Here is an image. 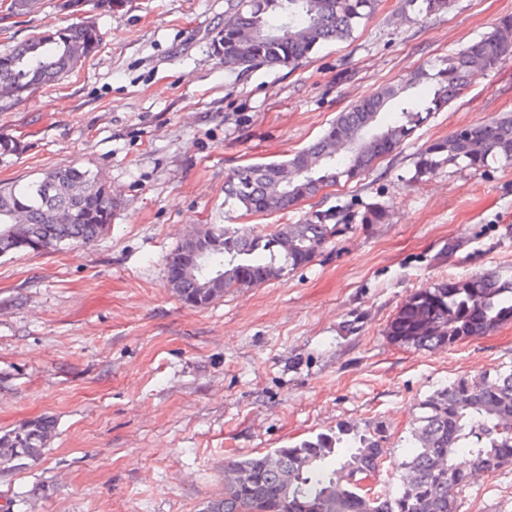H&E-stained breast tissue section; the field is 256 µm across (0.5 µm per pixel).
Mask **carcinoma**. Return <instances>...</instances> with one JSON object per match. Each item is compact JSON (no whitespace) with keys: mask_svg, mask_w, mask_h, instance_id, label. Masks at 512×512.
<instances>
[{"mask_svg":"<svg viewBox=\"0 0 512 512\" xmlns=\"http://www.w3.org/2000/svg\"><path fill=\"white\" fill-rule=\"evenodd\" d=\"M376 0H236L224 12L218 46L224 66L291 68L328 41L350 37ZM101 41L91 23L39 32L0 53V91L19 98L58 81ZM512 58V19L493 34L448 58L431 74L418 70L353 104L309 147L283 161L244 165L224 181V196L252 213L286 212L299 201L356 179L411 135L425 116L458 95L474 60L496 69ZM512 163V114L466 127L431 142L418 155L419 175L448 164L481 167L488 159ZM114 204L105 184L75 165L45 170L24 186H0V256L39 254L61 244L95 240L108 232ZM349 226L342 208L314 212L302 224L268 233L207 226L184 239L168 265L197 262L168 283L184 303L204 307L233 288L275 279L311 262ZM512 320V274L444 281L412 294L395 314L388 336L415 347L451 346ZM410 425L411 451L401 459L385 447L386 429L336 439L319 437L288 448L224 461L236 479L224 483L198 512H457L469 473L512 466V371L463 376L419 403ZM54 433L48 417L0 434V468L41 457ZM465 454L468 464L456 457ZM389 467L396 491L368 492L361 481Z\"/></svg>","mask_w":512,"mask_h":512,"instance_id":"1","label":"carcinoma"}]
</instances>
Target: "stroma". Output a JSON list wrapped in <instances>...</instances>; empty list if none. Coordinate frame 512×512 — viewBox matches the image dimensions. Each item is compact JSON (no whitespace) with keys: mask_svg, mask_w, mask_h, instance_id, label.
Instances as JSON below:
<instances>
[{"mask_svg":"<svg viewBox=\"0 0 512 512\" xmlns=\"http://www.w3.org/2000/svg\"><path fill=\"white\" fill-rule=\"evenodd\" d=\"M229 0H33L0 21V51L94 23L101 43L54 86L0 100V184L76 165L116 207L93 243L0 256V430L39 416L56 434L37 461L0 469L11 512H196L218 496L225 459L338 427L389 429L407 455L418 404L461 376L512 369V321L451 346L393 342L413 293L512 268V165L419 176L431 142L512 114V59L469 74L460 95L361 180L288 213L224 200L234 169L290 158L356 101L424 69L512 16V0H448L425 14L378 0L351 38L292 69L225 68L216 47ZM310 263L203 308L168 289V257L193 226L258 231L318 210L362 214ZM458 512H512V467L473 474Z\"/></svg>","mask_w":512,"mask_h":512,"instance_id":"stroma-1","label":"stroma"}]
</instances>
